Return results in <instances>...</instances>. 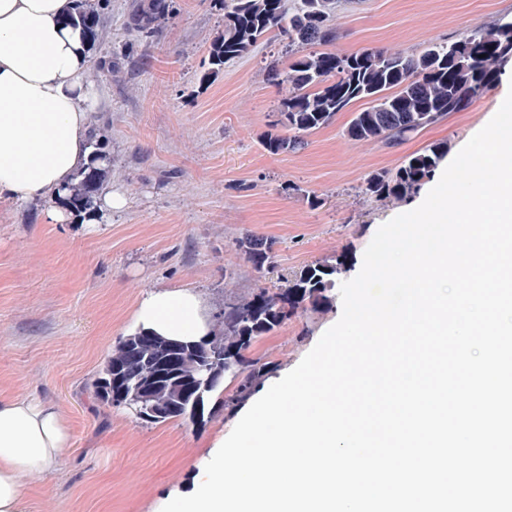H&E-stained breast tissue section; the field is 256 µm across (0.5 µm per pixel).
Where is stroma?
Returning <instances> with one entry per match:
<instances>
[{
    "label": "stroma",
    "instance_id": "35a3bbf8",
    "mask_svg": "<svg viewBox=\"0 0 512 512\" xmlns=\"http://www.w3.org/2000/svg\"><path fill=\"white\" fill-rule=\"evenodd\" d=\"M137 2L110 0L108 37L91 52L122 60V77L93 80L106 94L94 123L110 129L105 184L126 207L94 225L49 224L45 204L0 203V395L51 401L72 432L54 471L26 481L25 512H161L190 492L236 414L219 408L197 427L145 424L93 392L140 299L157 286L187 285L219 315L229 292L258 282L236 248L247 233L279 241L278 266L260 281L268 288L341 253L362 263L379 226L417 206L364 195L366 179L432 142H447L456 156L512 90L509 62L468 108L397 145L347 136L357 101L307 135L304 149L273 154L261 137L283 91L265 66L280 44L261 43L206 83L223 17L214 0H173L150 39L124 26ZM334 16L333 51L417 54L512 19V0H336ZM342 309L337 299L301 312L258 341L253 355L275 365L266 385L294 369Z\"/></svg>",
    "mask_w": 512,
    "mask_h": 512
}]
</instances>
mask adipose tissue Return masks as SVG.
Listing matches in <instances>:
<instances>
[{
    "label": "adipose tissue",
    "mask_w": 512,
    "mask_h": 512,
    "mask_svg": "<svg viewBox=\"0 0 512 512\" xmlns=\"http://www.w3.org/2000/svg\"><path fill=\"white\" fill-rule=\"evenodd\" d=\"M75 12L76 0H0V201H54L52 224L72 217L62 202L90 163L100 102L82 31L66 23ZM129 330L197 343L212 320L196 289L160 287L139 301ZM70 440L53 403L0 396V512H24V479L49 472Z\"/></svg>",
    "instance_id": "ef3b65f1"
}]
</instances>
